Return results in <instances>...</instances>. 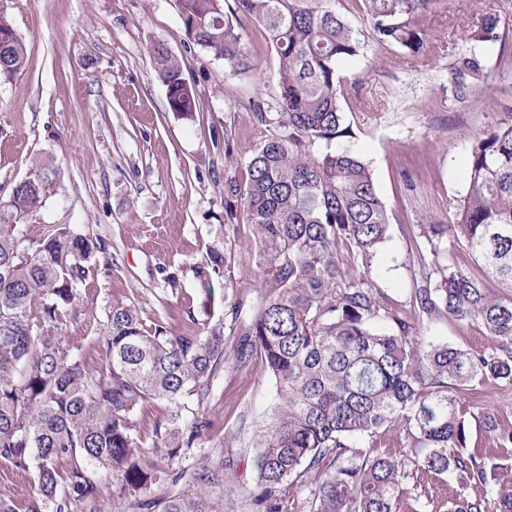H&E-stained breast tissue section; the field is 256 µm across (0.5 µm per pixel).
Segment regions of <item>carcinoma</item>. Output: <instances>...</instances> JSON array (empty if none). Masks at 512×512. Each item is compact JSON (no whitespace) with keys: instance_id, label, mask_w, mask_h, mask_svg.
Returning <instances> with one entry per match:
<instances>
[{"instance_id":"1","label":"carcinoma","mask_w":512,"mask_h":512,"mask_svg":"<svg viewBox=\"0 0 512 512\" xmlns=\"http://www.w3.org/2000/svg\"><path fill=\"white\" fill-rule=\"evenodd\" d=\"M190 40L233 70L252 68L241 41L242 18L259 22L278 59L277 112L261 103L252 120L272 132L226 182L230 204L252 225L259 300L240 318L231 305L232 349L224 327L172 336L167 325L142 322L130 306L108 311L99 370L73 358L55 325L77 285L93 272V244L67 228L48 234L31 254L19 249L13 220L41 207L60 171L43 165L35 186L16 185L0 208V460L19 472L35 466L38 497L28 512H103L97 474L121 476L113 512L150 509L147 493L163 459L187 454L213 423L201 408L221 364L253 359L274 378L279 402L262 431L255 458L267 512H288V490L304 487L305 512H401L405 480L445 507L440 486L451 473L469 494L453 512H512V490L494 498L492 482L512 484V465L465 451L475 421L498 448H512V425L497 413L460 405L459 394L486 382L512 385V116L472 140L467 191L447 224L423 225L434 260L410 300L389 304L372 276V261L390 239V217L368 163L347 146L355 137L343 103L352 85L342 70L361 43L329 0H178ZM373 34L416 57L427 48L420 20L434 0H361ZM499 18L484 14L472 46L455 66L453 97L477 101L488 92L481 57L502 36ZM167 88L170 111L190 114L196 96L180 60L161 43L150 51ZM26 47L0 17V77L25 63ZM468 251L475 267L455 261ZM435 316L476 325L491 341L482 349L431 345L416 326ZM150 400L173 406L145 448L132 414ZM197 409L189 410L188 403ZM191 412L185 419L182 412ZM395 433L399 452L381 448ZM71 461L60 475L57 461ZM220 466L181 470L183 488L162 512H214L191 484H217Z\"/></svg>"}]
</instances>
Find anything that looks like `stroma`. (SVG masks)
<instances>
[{"mask_svg": "<svg viewBox=\"0 0 512 512\" xmlns=\"http://www.w3.org/2000/svg\"><path fill=\"white\" fill-rule=\"evenodd\" d=\"M361 39L351 65L355 131L351 147L370 165L386 203L391 238L373 262L374 280L391 304L406 301L420 277L412 256L423 224L450 223L467 190L470 142L512 113V0H438L422 22L424 54L378 43L358 0H331ZM500 6L501 46L486 55L494 84L486 98L454 99L453 67L474 21ZM0 16L22 35L25 67L0 79V204L42 164L61 174L42 207L15 221L21 248L34 251L51 230L67 228L99 243L94 272L76 290L59 323L70 355L98 369L106 315L133 307L173 334L229 325L230 295L249 317L254 290L253 230L225 217V182L266 138L255 103L277 111V60L263 28L243 19L255 67L236 72L187 37L177 0H0ZM177 55L197 110L168 107L150 58L154 43ZM232 148L238 167L225 164ZM426 341L461 348L488 345L473 325L425 321ZM276 388L260 361L226 363L203 410L210 437L189 456L165 462L149 497H167L169 472L224 465V485H196L216 512H255L250 494L258 436L276 407Z\"/></svg>", "mask_w": 512, "mask_h": 512, "instance_id": "35a3bbf8", "label": "stroma"}]
</instances>
